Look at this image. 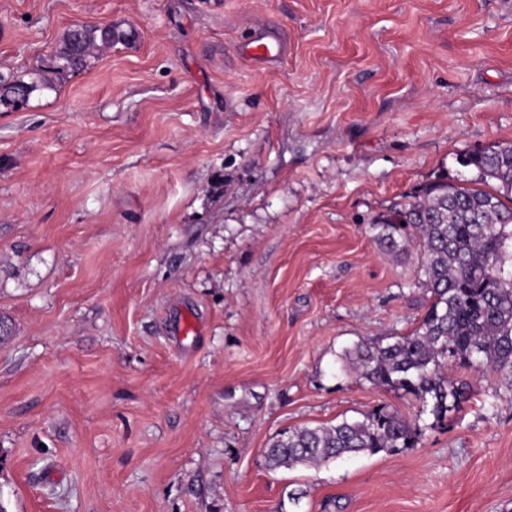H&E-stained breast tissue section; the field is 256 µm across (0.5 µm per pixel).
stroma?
<instances>
[{"mask_svg": "<svg viewBox=\"0 0 512 512\" xmlns=\"http://www.w3.org/2000/svg\"><path fill=\"white\" fill-rule=\"evenodd\" d=\"M113 22L136 44L0 112V504L512 512V373L449 369L438 423L340 359L430 303L373 218L512 141V0H0V72ZM258 28L287 56L246 63ZM380 406L415 447L267 468Z\"/></svg>", "mask_w": 512, "mask_h": 512, "instance_id": "35a3bbf8", "label": "stroma"}]
</instances>
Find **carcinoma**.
<instances>
[{
    "instance_id": "cac0c4a2",
    "label": "carcinoma",
    "mask_w": 512,
    "mask_h": 512,
    "mask_svg": "<svg viewBox=\"0 0 512 512\" xmlns=\"http://www.w3.org/2000/svg\"><path fill=\"white\" fill-rule=\"evenodd\" d=\"M130 41L119 25H75L62 37L52 65L0 74V110H20L37 95L58 90L65 75L100 52ZM470 179L427 183L372 222L379 249L396 256L420 249L422 287L432 302L406 336L386 344L358 343L342 363L366 381L411 395L442 421L467 400L468 383L448 378V365L483 374L512 369V142L460 155ZM417 424L385 406L360 419L285 431L268 446L273 468L321 466L347 454L412 448Z\"/></svg>"
}]
</instances>
